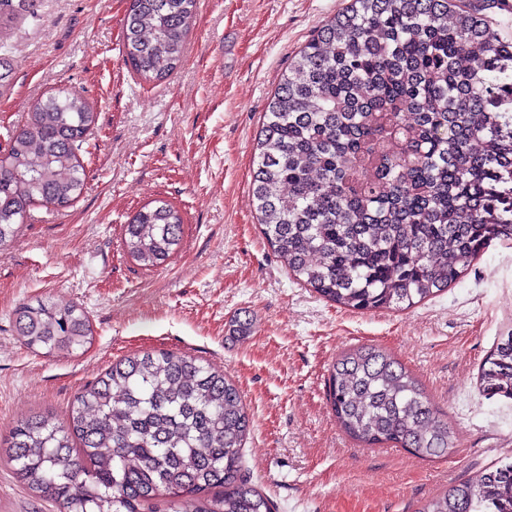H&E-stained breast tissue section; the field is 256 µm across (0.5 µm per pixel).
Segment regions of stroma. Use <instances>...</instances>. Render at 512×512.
Returning a JSON list of instances; mask_svg holds the SVG:
<instances>
[{
    "instance_id": "1",
    "label": "stroma",
    "mask_w": 512,
    "mask_h": 512,
    "mask_svg": "<svg viewBox=\"0 0 512 512\" xmlns=\"http://www.w3.org/2000/svg\"><path fill=\"white\" fill-rule=\"evenodd\" d=\"M349 0H200L185 55L164 82L124 62L129 0H13L0 34L11 86L0 92V151L33 105L60 91L96 113L80 196L30 207L0 246V438L18 421L64 417L112 362L145 350L224 369L253 427L244 471L275 512H419L453 482L512 461V400L488 397L478 370L512 330V243L493 242L459 282L414 308L351 312L290 277L260 232L252 197L256 137L295 53ZM176 205L180 245L148 270L124 230L150 202ZM78 304L94 329L68 357L24 346L22 303ZM249 321L247 335L234 321ZM395 356L459 436L422 460L346 436L327 401L336 357L362 345ZM0 512H60L0 463Z\"/></svg>"
}]
</instances>
